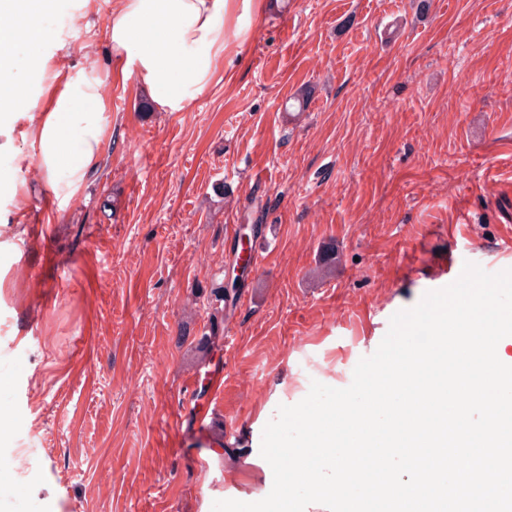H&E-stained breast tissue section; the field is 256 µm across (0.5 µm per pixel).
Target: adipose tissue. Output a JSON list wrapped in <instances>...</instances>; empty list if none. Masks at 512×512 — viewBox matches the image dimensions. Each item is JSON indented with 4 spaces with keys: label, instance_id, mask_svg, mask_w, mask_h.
<instances>
[{
    "label": "adipose tissue",
    "instance_id": "obj_1",
    "mask_svg": "<svg viewBox=\"0 0 512 512\" xmlns=\"http://www.w3.org/2000/svg\"><path fill=\"white\" fill-rule=\"evenodd\" d=\"M17 4L0 0V154L34 165L51 184L66 175L76 190L105 150L103 110L112 78L58 66L48 48L59 31L44 28L32 38L39 49L27 79L16 82L11 32ZM267 7L266 0H116L108 39L123 63L122 79L137 78L158 110L182 112L224 55L225 21L235 19L243 29Z\"/></svg>",
    "mask_w": 512,
    "mask_h": 512
}]
</instances>
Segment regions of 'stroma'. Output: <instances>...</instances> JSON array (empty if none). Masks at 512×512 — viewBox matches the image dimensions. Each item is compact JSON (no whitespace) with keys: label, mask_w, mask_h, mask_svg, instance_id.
<instances>
[{"label":"stroma","mask_w":512,"mask_h":512,"mask_svg":"<svg viewBox=\"0 0 512 512\" xmlns=\"http://www.w3.org/2000/svg\"><path fill=\"white\" fill-rule=\"evenodd\" d=\"M183 112L137 79L106 91L107 147L74 195L35 167L14 224L0 196V512H211L265 489L244 435L276 386L344 388L392 313L459 276L512 268V0H268ZM113 0H63L57 62L118 71ZM396 24L392 42L381 39ZM310 90L302 122L289 97ZM268 228L226 347L209 342L216 267ZM453 260L443 273L445 260ZM224 361L199 441L184 399L199 352ZM233 473L235 482L224 480Z\"/></svg>","instance_id":"1"}]
</instances>
